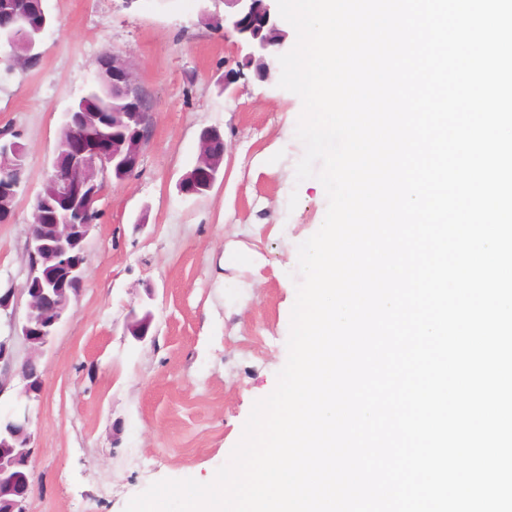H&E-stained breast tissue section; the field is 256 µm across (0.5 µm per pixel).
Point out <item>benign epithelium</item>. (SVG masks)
<instances>
[{
  "label": "benign epithelium",
  "mask_w": 512,
  "mask_h": 512,
  "mask_svg": "<svg viewBox=\"0 0 512 512\" xmlns=\"http://www.w3.org/2000/svg\"><path fill=\"white\" fill-rule=\"evenodd\" d=\"M38 13L32 14L23 3L9 22L0 25V55L14 65L36 61L43 55L46 32L53 20L47 18L43 0H37ZM224 14L207 13L205 21H216L219 30L233 35L246 47L241 68H230L224 75V87L238 82L242 68L255 67L261 79L275 72L278 56L287 52L288 32L279 16L277 0H224ZM96 82L107 88L112 98L125 104L121 113L129 135L121 141L96 136L87 140L70 135L57 147L49 189L39 196L41 208L33 209L29 227L25 263L27 278L23 293L27 297L24 317L19 319L13 305L15 291H0V313L5 315L9 334L0 335V370L12 368L16 341H23L29 356L20 369L21 387L7 398L0 410V512H27L30 484L23 468L35 454L31 446V402L38 398L46 383V372L30 375L29 367L43 353L64 319L71 299L54 297L50 288L48 264L62 267L79 285L86 280V256L71 254L76 238L86 239L96 223L106 178L122 181L139 166L143 150L153 134L152 97L138 85L132 61L110 53L98 61ZM26 147L10 130H0V209L12 213L14 203L24 189ZM223 157L209 151V140L200 141V155L193 168V180L213 183L212 172Z\"/></svg>",
  "instance_id": "obj_1"
}]
</instances>
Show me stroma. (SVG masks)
<instances>
[{"label": "stroma", "mask_w": 512, "mask_h": 512, "mask_svg": "<svg viewBox=\"0 0 512 512\" xmlns=\"http://www.w3.org/2000/svg\"><path fill=\"white\" fill-rule=\"evenodd\" d=\"M57 22L40 64L0 63V129L28 147L26 182L0 224V288L22 290L34 192L52 170L63 115L107 51L129 57L155 101L138 169L107 183L86 244L87 281L46 349L32 404L28 512H124L162 479H213L254 402L285 365L301 276L292 257L328 202L297 181L296 94L246 69L233 36L208 27L222 0H47ZM224 136L221 174L202 197L177 185L203 128Z\"/></svg>", "instance_id": "35a3bbf8"}]
</instances>
